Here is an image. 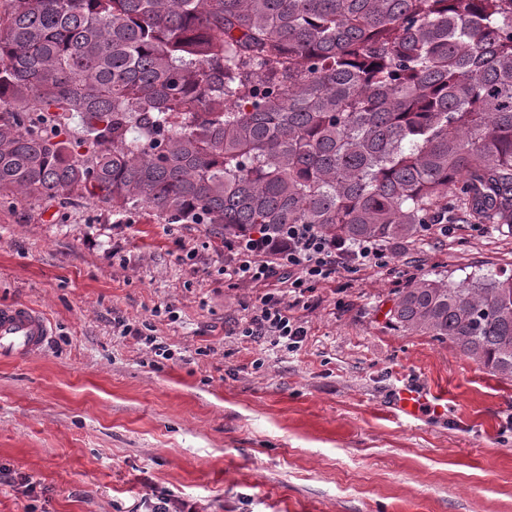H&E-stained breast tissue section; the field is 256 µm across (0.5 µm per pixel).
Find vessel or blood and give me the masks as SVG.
<instances>
[{"label": "vessel or blood", "mask_w": 512, "mask_h": 512, "mask_svg": "<svg viewBox=\"0 0 512 512\" xmlns=\"http://www.w3.org/2000/svg\"><path fill=\"white\" fill-rule=\"evenodd\" d=\"M51 334L48 320L39 310L23 304L0 305V359L20 361L40 352ZM398 409L417 415L427 398L421 391L403 387L395 392Z\"/></svg>", "instance_id": "1"}]
</instances>
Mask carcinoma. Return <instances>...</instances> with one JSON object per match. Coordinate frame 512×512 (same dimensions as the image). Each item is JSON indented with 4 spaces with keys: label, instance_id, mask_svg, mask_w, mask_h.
Masks as SVG:
<instances>
[{
    "label": "carcinoma",
    "instance_id": "cac0c4a2",
    "mask_svg": "<svg viewBox=\"0 0 512 512\" xmlns=\"http://www.w3.org/2000/svg\"><path fill=\"white\" fill-rule=\"evenodd\" d=\"M3 2L1 195L226 237L512 231V0ZM390 320L512 380V275L424 273Z\"/></svg>",
    "mask_w": 512,
    "mask_h": 512
}]
</instances>
